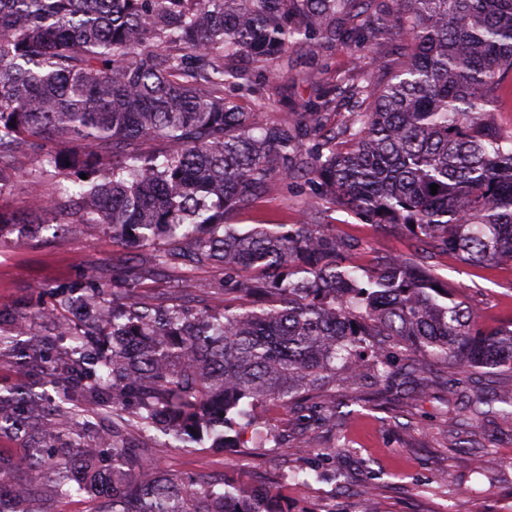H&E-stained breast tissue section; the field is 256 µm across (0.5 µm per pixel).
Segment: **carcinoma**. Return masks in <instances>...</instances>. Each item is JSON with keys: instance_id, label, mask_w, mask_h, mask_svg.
I'll return each mask as SVG.
<instances>
[{"instance_id": "1", "label": "carcinoma", "mask_w": 512, "mask_h": 512, "mask_svg": "<svg viewBox=\"0 0 512 512\" xmlns=\"http://www.w3.org/2000/svg\"><path fill=\"white\" fill-rule=\"evenodd\" d=\"M396 36L390 72L348 79L352 109L324 127L328 102L272 122L240 99L252 92L240 60L281 63L311 41L367 43ZM512 0H0V194L20 155L50 139L26 180L43 217L35 224H107L137 247L183 241L153 254L224 268V293H260L258 307L195 312L107 304L101 290L58 292L80 324L61 334L80 348L112 350L99 365L72 362L73 401L112 411V431L59 427L31 388L0 397V421L41 445L25 488L0 512H45L42 496L100 492V512H282L278 492L156 471L127 442L130 423L179 440L204 434L238 448L249 433L274 439L265 407L336 386L339 371L389 382L386 348L409 359L413 384L427 361L449 383L471 382L457 425L512 396H488L475 369L512 373V328L487 329L429 260L512 261ZM141 140L159 149L137 148ZM84 151L77 188L40 193L44 176L68 177L62 156ZM304 180L320 199L420 243L419 259L350 261L355 244L325 229L310 205L283 229L263 220L242 232L266 183ZM438 185L437 194L430 186Z\"/></svg>"}]
</instances>
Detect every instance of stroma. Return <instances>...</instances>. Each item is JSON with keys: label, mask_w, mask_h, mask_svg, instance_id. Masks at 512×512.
<instances>
[{"label": "stroma", "mask_w": 512, "mask_h": 512, "mask_svg": "<svg viewBox=\"0 0 512 512\" xmlns=\"http://www.w3.org/2000/svg\"><path fill=\"white\" fill-rule=\"evenodd\" d=\"M393 43L387 35L371 47L350 41L298 47L293 69L302 73L299 81L277 78L267 65L251 66L254 94L243 104L266 102L261 118L270 122L322 97L330 102L325 122L334 125L347 112L336 90L339 81L390 60ZM311 201L307 185L274 179L262 193L257 211L277 223L294 224ZM0 206L19 218L18 223L0 226V334L20 324L27 327L26 333L0 345V394L14 396L30 386L40 387L69 413L62 436L86 425L110 429L112 415L83 410L66 400L56 383L73 359L94 362L101 357L92 349L76 351L72 342L61 341L53 322L37 317L41 309L69 319L56 296L59 288L90 282L109 294L127 280L135 285L136 302L160 309L253 302L249 296H225L224 270L217 265L155 271L151 246L130 247L114 238L108 225L34 223L25 182L0 198ZM322 210L331 233L357 242L353 260L360 266H372L382 255L416 254L417 243L409 236L385 233L327 203ZM435 265L483 326L512 323V261L471 267L444 254ZM186 278L194 280V288H182ZM34 344L45 354V371L19 372V355ZM336 401L341 408L335 420L320 426L304 420L299 407L274 409L268 418L277 435L276 447L258 448L249 456L236 448L193 442L177 448L170 437L133 428L128 440L145 450L157 468L177 477L205 476L253 487L272 485L281 473L298 466L313 471L309 482H292L281 489L283 512H361L366 489L372 492L378 512H512V417L494 414L475 422L473 430L488 460L484 469H476L473 456L456 448L459 436L454 422L462 398L442 367H433L410 395L395 385L346 381L337 386ZM39 444L37 437H22L10 425L0 426V456L13 465L12 483L25 481L29 458ZM340 471L350 473L348 484L335 480Z\"/></svg>", "instance_id": "1"}]
</instances>
